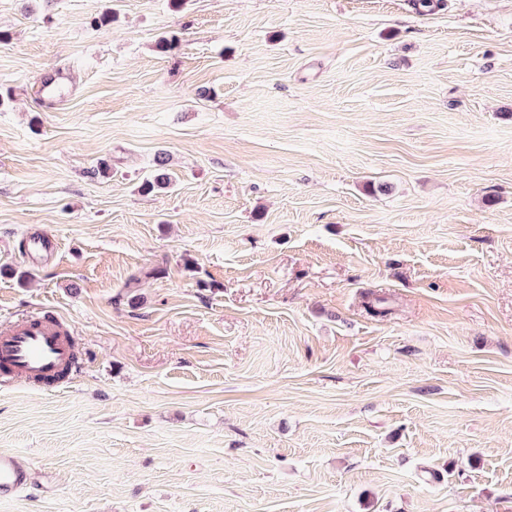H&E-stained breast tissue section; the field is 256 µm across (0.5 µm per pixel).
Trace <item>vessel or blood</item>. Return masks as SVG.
<instances>
[{"label":"vessel or blood","instance_id":"vessel-or-blood-1","mask_svg":"<svg viewBox=\"0 0 512 512\" xmlns=\"http://www.w3.org/2000/svg\"><path fill=\"white\" fill-rule=\"evenodd\" d=\"M76 368L73 338L56 315H28L0 330V380L21 378L53 388ZM29 481L28 470L0 452V496L25 489Z\"/></svg>","mask_w":512,"mask_h":512}]
</instances>
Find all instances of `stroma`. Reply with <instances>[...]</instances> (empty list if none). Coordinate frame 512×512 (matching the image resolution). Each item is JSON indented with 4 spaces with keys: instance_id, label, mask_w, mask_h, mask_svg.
Instances as JSON below:
<instances>
[{
    "instance_id": "stroma-1",
    "label": "stroma",
    "mask_w": 512,
    "mask_h": 512,
    "mask_svg": "<svg viewBox=\"0 0 512 512\" xmlns=\"http://www.w3.org/2000/svg\"><path fill=\"white\" fill-rule=\"evenodd\" d=\"M107 5L0 0V512H512V0ZM73 338L52 313L32 314L0 330V380L56 387L77 369ZM29 481L28 470L18 465L11 454L0 452V496L14 495L25 489Z\"/></svg>"
}]
</instances>
